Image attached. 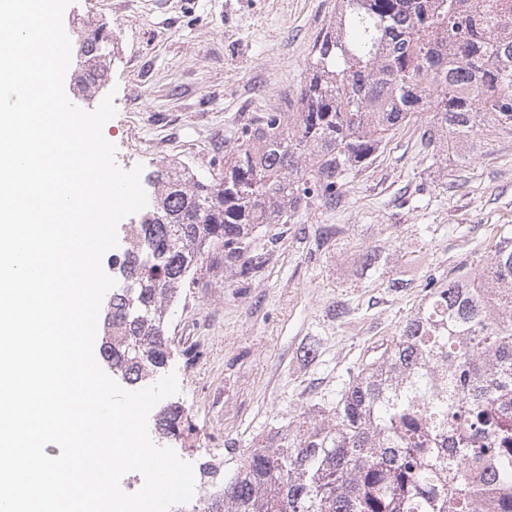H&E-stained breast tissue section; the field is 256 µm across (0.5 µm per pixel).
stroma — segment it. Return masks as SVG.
<instances>
[{"label": "stroma", "instance_id": "stroma-1", "mask_svg": "<svg viewBox=\"0 0 512 512\" xmlns=\"http://www.w3.org/2000/svg\"><path fill=\"white\" fill-rule=\"evenodd\" d=\"M336 0H72L66 33L112 30L97 91L115 116L103 135L124 170L165 160L217 173L255 116L287 111ZM416 113L338 201L315 200L282 239L257 231L262 268L245 278L203 255L170 309L168 360L184 411L167 445L193 466L201 512L278 428L315 420L382 340L398 335L428 277L487 264L512 226V131L483 127L466 148L421 142ZM380 258L366 264L367 254ZM397 278L405 286L389 291ZM350 313L331 318L336 302ZM314 344L315 359L297 357Z\"/></svg>", "mask_w": 512, "mask_h": 512}]
</instances>
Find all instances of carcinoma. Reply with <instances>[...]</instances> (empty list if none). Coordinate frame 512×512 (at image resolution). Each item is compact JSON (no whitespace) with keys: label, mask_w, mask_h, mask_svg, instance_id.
I'll return each instance as SVG.
<instances>
[{"label":"carcinoma","mask_w":512,"mask_h":512,"mask_svg":"<svg viewBox=\"0 0 512 512\" xmlns=\"http://www.w3.org/2000/svg\"><path fill=\"white\" fill-rule=\"evenodd\" d=\"M109 38L102 25L85 37L79 91L95 86ZM427 103L428 145L466 142L485 123L512 129V0H337L293 122L256 119L208 179L174 162L145 174L149 202L118 268L134 292L113 291L104 315L112 371L134 385L163 369L168 307L199 258L218 248L240 275L259 271L256 228L339 197ZM426 289L336 405L282 426L203 512H512V234L490 264ZM180 418L163 410V433Z\"/></svg>","instance_id":"obj_1"}]
</instances>
